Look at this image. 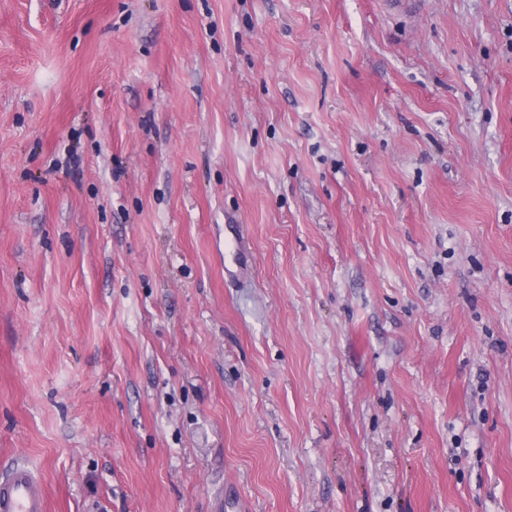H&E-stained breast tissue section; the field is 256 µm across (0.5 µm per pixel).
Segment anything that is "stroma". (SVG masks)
I'll list each match as a JSON object with an SVG mask.
<instances>
[{
	"mask_svg": "<svg viewBox=\"0 0 512 512\" xmlns=\"http://www.w3.org/2000/svg\"><path fill=\"white\" fill-rule=\"evenodd\" d=\"M47 512H512V0H0V473ZM1 512H46L43 487L32 469L16 465L0 475Z\"/></svg>",
	"mask_w": 512,
	"mask_h": 512,
	"instance_id": "35a3bbf8",
	"label": "stroma"
}]
</instances>
